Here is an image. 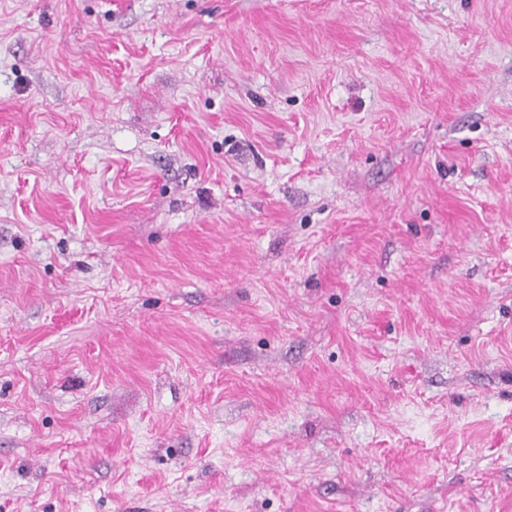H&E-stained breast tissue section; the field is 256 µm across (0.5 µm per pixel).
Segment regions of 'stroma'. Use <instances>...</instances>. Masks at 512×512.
<instances>
[{
	"instance_id": "1",
	"label": "stroma",
	"mask_w": 512,
	"mask_h": 512,
	"mask_svg": "<svg viewBox=\"0 0 512 512\" xmlns=\"http://www.w3.org/2000/svg\"><path fill=\"white\" fill-rule=\"evenodd\" d=\"M0 512H512V0H0Z\"/></svg>"
}]
</instances>
